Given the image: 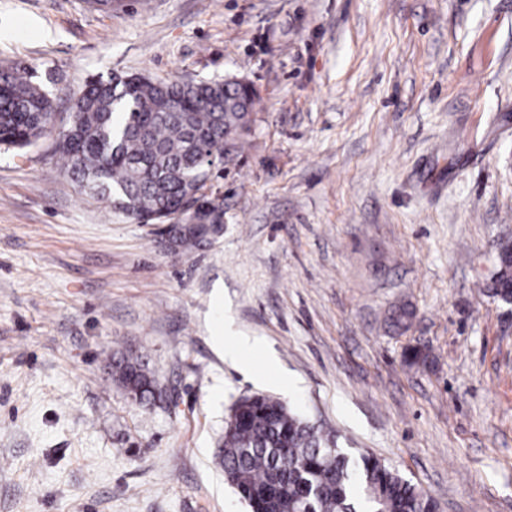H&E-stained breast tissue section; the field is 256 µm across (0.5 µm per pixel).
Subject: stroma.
Returning <instances> with one entry per match:
<instances>
[{"mask_svg": "<svg viewBox=\"0 0 512 512\" xmlns=\"http://www.w3.org/2000/svg\"><path fill=\"white\" fill-rule=\"evenodd\" d=\"M24 64L59 127L115 73L258 99L221 231L187 249L81 193L55 135L0 148V512H247L217 440L279 392L216 345L228 320L345 452L439 512H512V305L487 288L512 241V0H0V68ZM125 356L150 404L113 380Z\"/></svg>", "mask_w": 512, "mask_h": 512, "instance_id": "stroma-1", "label": "stroma"}]
</instances>
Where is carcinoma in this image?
<instances>
[{
    "label": "carcinoma",
    "mask_w": 512,
    "mask_h": 512,
    "mask_svg": "<svg viewBox=\"0 0 512 512\" xmlns=\"http://www.w3.org/2000/svg\"><path fill=\"white\" fill-rule=\"evenodd\" d=\"M55 152L81 189L140 224L185 222L176 209L205 189L209 170L242 148L257 93L230 79L117 83L92 80L70 96ZM54 99L32 69L0 70V146L23 150L52 132ZM488 289L512 304V244L500 245ZM118 382L144 403L153 394L142 364L124 359ZM216 458L224 479L255 512H438L434 498L378 458L349 456L331 433L281 400H238Z\"/></svg>",
    "instance_id": "1"
}]
</instances>
